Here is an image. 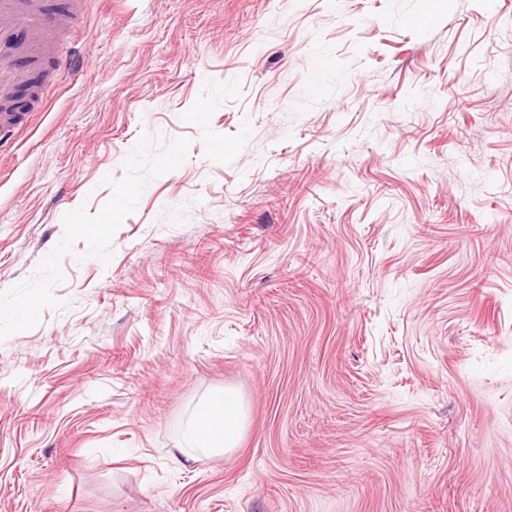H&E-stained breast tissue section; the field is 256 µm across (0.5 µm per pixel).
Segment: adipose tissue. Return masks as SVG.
Here are the masks:
<instances>
[{
	"instance_id": "ef3b65f1",
	"label": "adipose tissue",
	"mask_w": 512,
	"mask_h": 512,
	"mask_svg": "<svg viewBox=\"0 0 512 512\" xmlns=\"http://www.w3.org/2000/svg\"><path fill=\"white\" fill-rule=\"evenodd\" d=\"M244 423L239 400L228 392L218 395L182 429L179 451L188 461L203 454L228 452L239 444Z\"/></svg>"
}]
</instances>
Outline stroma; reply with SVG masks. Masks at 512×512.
<instances>
[{
    "instance_id": "1",
    "label": "stroma",
    "mask_w": 512,
    "mask_h": 512,
    "mask_svg": "<svg viewBox=\"0 0 512 512\" xmlns=\"http://www.w3.org/2000/svg\"><path fill=\"white\" fill-rule=\"evenodd\" d=\"M423 8L84 0L19 56L0 512H512V0ZM244 423L239 400L224 392L214 397L198 417L182 429L178 449L186 462L203 454L226 453L239 444Z\"/></svg>"
}]
</instances>
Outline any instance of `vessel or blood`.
Here are the masks:
<instances>
[{
	"instance_id": "vessel-or-blood-1",
	"label": "vessel or blood",
	"mask_w": 512,
	"mask_h": 512,
	"mask_svg": "<svg viewBox=\"0 0 512 512\" xmlns=\"http://www.w3.org/2000/svg\"><path fill=\"white\" fill-rule=\"evenodd\" d=\"M80 14L77 6L58 14H48L43 0H0V103L10 104L25 75L18 68L16 54L18 32L53 31L76 22Z\"/></svg>"
}]
</instances>
